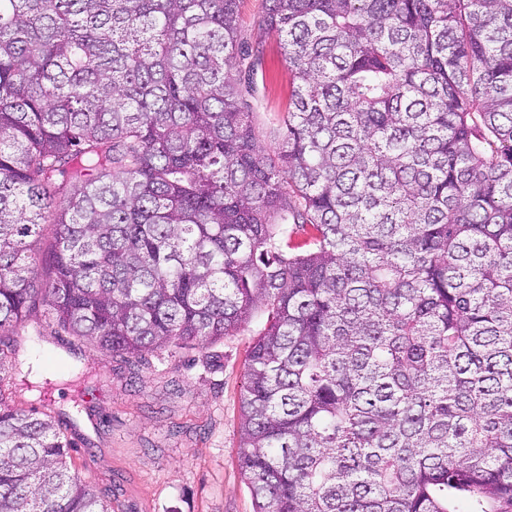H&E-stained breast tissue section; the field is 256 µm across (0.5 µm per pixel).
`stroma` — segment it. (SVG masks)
Wrapping results in <instances>:
<instances>
[{
    "instance_id": "stroma-1",
    "label": "stroma",
    "mask_w": 512,
    "mask_h": 512,
    "mask_svg": "<svg viewBox=\"0 0 512 512\" xmlns=\"http://www.w3.org/2000/svg\"><path fill=\"white\" fill-rule=\"evenodd\" d=\"M261 0H243V32L262 51L254 114L275 147L293 90L279 44L257 25ZM261 319L210 345L145 353L138 365L58 331L37 312L13 333L20 372L33 390L21 410L51 409L74 447L68 464L115 512H253L239 468L240 392L246 353Z\"/></svg>"
}]
</instances>
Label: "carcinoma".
Masks as SVG:
<instances>
[{
  "label": "carcinoma",
  "instance_id": "1",
  "mask_svg": "<svg viewBox=\"0 0 512 512\" xmlns=\"http://www.w3.org/2000/svg\"><path fill=\"white\" fill-rule=\"evenodd\" d=\"M239 2L0 0V512H114L11 405L41 308L126 360L264 315L253 512H512V0H262L273 150ZM241 16L243 32L253 46L259 43L262 50L264 81L258 88V104L254 123L262 143L275 147L283 113L288 104L293 84L288 74V64L279 44L263 34L257 25L262 0H242Z\"/></svg>",
  "mask_w": 512,
  "mask_h": 512
}]
</instances>
